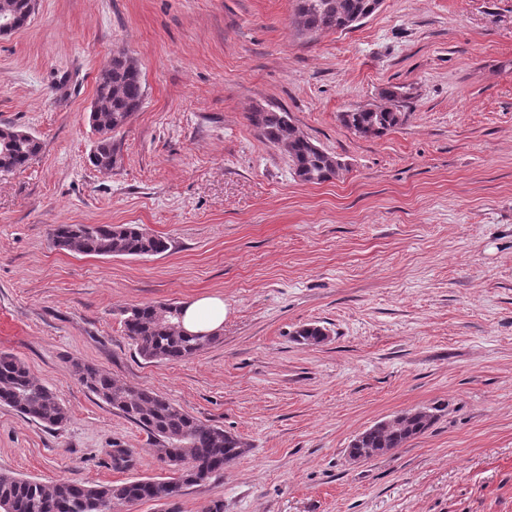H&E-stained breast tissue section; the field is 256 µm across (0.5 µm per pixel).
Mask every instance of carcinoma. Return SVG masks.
Segmentation results:
<instances>
[{
  "instance_id": "cac0c4a2",
  "label": "carcinoma",
  "mask_w": 512,
  "mask_h": 512,
  "mask_svg": "<svg viewBox=\"0 0 512 512\" xmlns=\"http://www.w3.org/2000/svg\"><path fill=\"white\" fill-rule=\"evenodd\" d=\"M370 0H296L295 22L301 31H345L346 21L362 13ZM390 105L377 110L346 112L342 124L361 137H379L400 124L403 113L393 111L403 97L400 86L384 90ZM97 111L89 123L97 135L90 151L91 164L102 170L114 166V136L139 111L144 100L140 68L125 53L112 58L103 78L97 81ZM251 125L265 140L283 147L295 177L319 184L336 176V156L325 152L296 132L290 113L284 109L256 108L249 113ZM42 150L39 139L13 126L0 135V170L29 167ZM53 243L83 256L148 257L167 252L169 241L136 224H57L51 230ZM124 333L137 353L149 362L190 358L220 339V334L187 336L181 330L182 306L174 303L133 305L121 310ZM297 341L318 344L326 339L316 324L295 332ZM80 382L102 403L117 410L144 429L160 457L172 467V476L140 478L119 484L74 481L42 482L0 472V512H113L118 504L156 502L167 504L184 489L224 476L249 451L238 436L206 424L148 388L115 380L94 365L74 364ZM0 405L7 406L46 428H59L69 419L56 390L34 379L25 362L10 353H0ZM438 408L407 412L385 425L360 434L361 448H400L424 433L437 419Z\"/></svg>"
}]
</instances>
